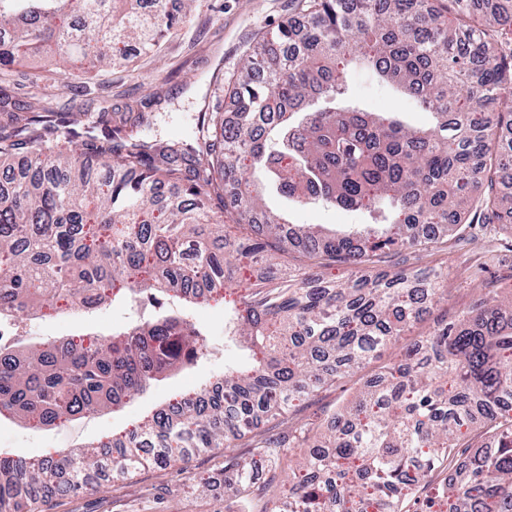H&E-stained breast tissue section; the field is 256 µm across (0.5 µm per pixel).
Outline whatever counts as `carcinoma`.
<instances>
[{"instance_id":"cac0c4a2","label":"carcinoma","mask_w":512,"mask_h":512,"mask_svg":"<svg viewBox=\"0 0 512 512\" xmlns=\"http://www.w3.org/2000/svg\"><path fill=\"white\" fill-rule=\"evenodd\" d=\"M195 0H0V74L47 55L114 67L148 54ZM297 0L302 26L243 59L236 122L201 112L192 135L149 138L156 116L112 124L103 112L4 111L0 120V322L124 302L136 317L109 338L0 345V415L33 426L124 407L158 376L206 356L188 304H224L225 337L248 341L245 372L158 409L116 455L63 450L47 463L0 456V512H31L63 480L75 492L128 483L148 465H180L195 491L213 477L190 463L224 454V488L266 499L263 512H512V296L491 293L384 366L327 420L303 457L306 429L261 426L374 358L443 295V269L378 270L385 254L433 251L465 227L512 220V193L483 183L499 129L512 128V10L449 0ZM364 63L433 118L412 130L396 112L348 104ZM494 103L505 110L489 112ZM374 216L343 236L293 225L267 189ZM235 223H224L226 207ZM310 264L293 271L277 255ZM349 266L347 277L323 270ZM452 471L451 477L443 476Z\"/></svg>"}]
</instances>
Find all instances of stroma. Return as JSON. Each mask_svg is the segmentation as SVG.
I'll list each match as a JSON object with an SVG mask.
<instances>
[{"instance_id": "obj_1", "label": "stroma", "mask_w": 512, "mask_h": 512, "mask_svg": "<svg viewBox=\"0 0 512 512\" xmlns=\"http://www.w3.org/2000/svg\"><path fill=\"white\" fill-rule=\"evenodd\" d=\"M293 0H198L197 6L164 39L156 54L131 57L122 67L91 70L67 78L45 58L19 65L0 77V95L34 111L96 112L108 108L113 120L154 112L158 123L150 136L183 137L205 101L228 100L243 55L286 22L296 21ZM350 103L370 111L395 110L414 128L431 125L432 117L416 100L389 85L365 66L350 76ZM271 204L295 224H320L336 231L362 223L357 213L318 205L301 206L285 198ZM439 266L447 270L448 298L430 306L423 319L334 387L320 391L287 415L269 422L265 433L276 434L301 425L317 427L326 414L350 399L373 377L380 363L395 361L410 343L421 340L441 321L471 308L484 293L512 295V228L474 224L448 241L444 251H406L387 262V269ZM129 307L110 304L77 316L26 319L21 342L37 345L80 333L111 335L132 318ZM190 320L208 333L212 356L193 369L168 373L137 395L119 412H102L74 421L32 427L0 417V454L26 459L51 457L58 451L91 442L111 443L115 434L146 422L152 409L171 398L193 393L203 380L223 375L225 364H244L243 348L224 340V307L209 303L191 309ZM41 512H258L259 502L229 499L223 486L206 495L191 493L178 467L148 466L132 484L112 482L99 492L72 493L61 488L44 493Z\"/></svg>"}]
</instances>
